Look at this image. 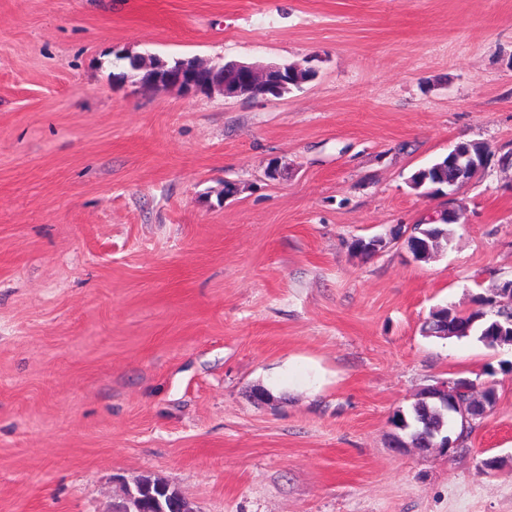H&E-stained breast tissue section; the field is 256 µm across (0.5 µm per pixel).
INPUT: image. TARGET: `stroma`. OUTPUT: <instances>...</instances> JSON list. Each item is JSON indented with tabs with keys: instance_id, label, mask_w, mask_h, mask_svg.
<instances>
[{
	"instance_id": "1",
	"label": "stroma",
	"mask_w": 512,
	"mask_h": 512,
	"mask_svg": "<svg viewBox=\"0 0 512 512\" xmlns=\"http://www.w3.org/2000/svg\"><path fill=\"white\" fill-rule=\"evenodd\" d=\"M121 55L316 74L154 92ZM460 141L512 148V0H0V512L143 477L194 512H512V344L421 331L512 278V170L435 257L405 244ZM459 378L497 394L468 452L396 451Z\"/></svg>"
}]
</instances>
